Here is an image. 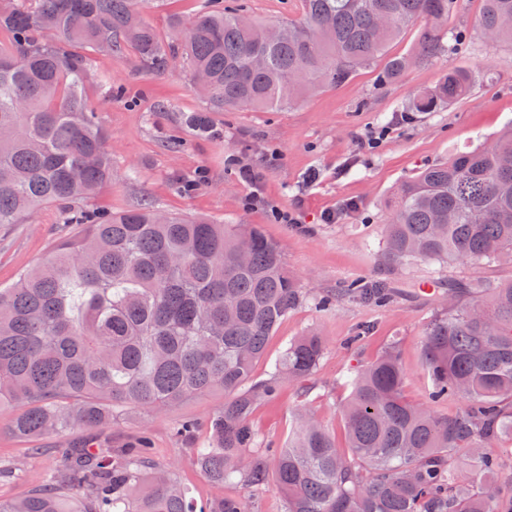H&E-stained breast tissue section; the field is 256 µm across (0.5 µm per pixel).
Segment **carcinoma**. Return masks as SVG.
Instances as JSON below:
<instances>
[{
  "instance_id": "1",
  "label": "carcinoma",
  "mask_w": 512,
  "mask_h": 512,
  "mask_svg": "<svg viewBox=\"0 0 512 512\" xmlns=\"http://www.w3.org/2000/svg\"><path fill=\"white\" fill-rule=\"evenodd\" d=\"M302 2V17L277 25L275 40L272 25L226 13L221 0L173 17L163 37L140 0H13L0 12V224L53 209L59 223L84 225L0 286V409L16 408L11 432L36 441L74 426L98 430L126 407L164 410L221 392L204 442L193 443L195 424L174 427L215 485L261 489L272 480L286 512H512V473L475 453L512 432V280L448 281L453 305L424 331L426 400L404 395L391 346L349 380L340 408L348 453L304 405L277 447L255 432L252 414L282 386L304 385L325 350L311 332L288 342L266 378L253 376L304 299L278 246L252 224L180 219L148 202L113 216L71 208L112 182L99 117L82 94L88 52L129 48L157 73L179 63L204 74L205 110L186 122L211 135L209 112L283 108L383 56L379 81L389 83L409 63L462 45L441 30L458 0ZM420 18L430 24L415 50L389 54ZM479 27L512 44V0H482ZM472 87L470 73L450 71L411 111L450 106ZM383 232L391 263L512 260V128L402 183ZM394 294L378 279L341 289L374 306ZM452 397L463 408L440 413ZM57 452L63 474L44 473L26 497L0 501V512H252L232 495L196 507L144 436L132 447L90 439ZM458 455L469 462L466 478L451 466Z\"/></svg>"
}]
</instances>
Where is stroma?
<instances>
[{
  "label": "stroma",
  "instance_id": "stroma-1",
  "mask_svg": "<svg viewBox=\"0 0 512 512\" xmlns=\"http://www.w3.org/2000/svg\"><path fill=\"white\" fill-rule=\"evenodd\" d=\"M224 5L246 6L255 19L270 24L299 18L303 12L302 0H224ZM480 10L481 0H460L448 26L465 33L464 45L430 65L410 69L395 82L380 83L378 74L385 66L380 60L340 85L323 87L276 111L239 108L211 113L216 130L212 136L197 133L185 121L203 102L183 69L159 76L129 51L88 56L83 94L106 133L112 182L87 202V209L119 213L147 201L179 216L259 225L280 247L288 271L310 293L333 294L352 280L368 277L402 287L383 307L340 299L326 310L306 301L289 312L270 338L265 358L256 363L255 378H264L288 340L308 331H317L326 348L306 389L285 386L277 399L256 409L253 428L274 444L287 438L290 412L304 404L333 433L338 449H345L339 416V404L349 394L345 375L375 359L393 341L406 372V397L425 400L433 383L423 364V332L437 311L441 284L476 276L512 279V264L383 260L382 226L400 184L425 166L490 143L500 130L512 126V45L482 35ZM456 69L474 77L466 99L433 112H411L419 91ZM382 126L390 132L380 148L356 154L357 139ZM274 147L283 159L264 174L265 201L243 209L241 198L248 187L237 165L259 164ZM193 179L198 187L181 193L180 183ZM348 200L357 201V209L345 212L337 223H326L325 213ZM271 202L297 209L300 228L275 223L267 208ZM78 231V225L59 223L50 210L38 211L22 224H1L0 284H11ZM364 325L371 331L361 339L357 332ZM223 402V394L216 392L161 412L131 407L96 439L118 447L146 433L156 460L174 465L198 503L224 493L239 494L249 500L253 512H285V499L275 485L253 492L236 483L220 487L205 480L188 444L174 437V424L192 419L197 441L206 440L208 419ZM11 418V410L0 411V466L14 468L0 477V500L21 498L32 489L37 474L62 470L58 448L83 438L75 429L35 444L22 441L8 431Z\"/></svg>",
  "mask_w": 512,
  "mask_h": 512
}]
</instances>
